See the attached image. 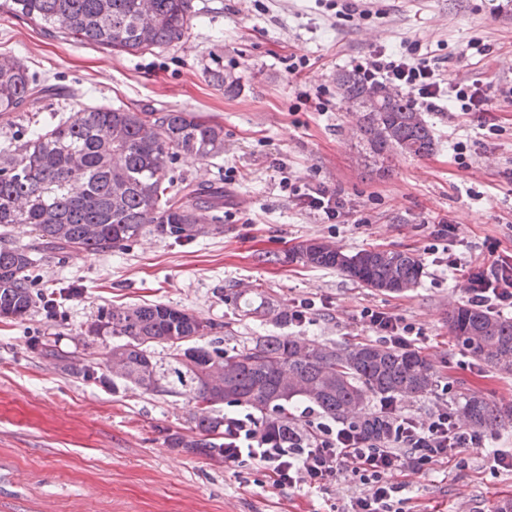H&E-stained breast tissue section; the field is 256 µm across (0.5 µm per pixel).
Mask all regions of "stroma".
<instances>
[{"label": "stroma", "mask_w": 512, "mask_h": 512, "mask_svg": "<svg viewBox=\"0 0 512 512\" xmlns=\"http://www.w3.org/2000/svg\"><path fill=\"white\" fill-rule=\"evenodd\" d=\"M197 13L182 40L151 53L116 52L46 37L26 20L0 13V55L25 64L58 88L41 113L76 116L90 106L137 102L186 109L224 127V151L168 164L175 188H222L224 230L174 243L153 234L122 250L60 258L40 252L39 283L60 293L53 319L38 311L0 321V512H348L362 487L339 478L310 490L271 487L249 461L228 468L181 448L167 434L190 426L186 396L112 389L63 374L41 355L44 341L76 359L101 357L111 339L84 337L101 310L164 303L216 324L225 348L255 336L292 334L339 347L368 342L360 311L377 307L422 331L416 348L431 361V394L399 402L400 411L428 419L475 394L512 405V373L472 359L448 330V312L465 302L463 276L447 262L490 261L512 254V102L496 101L490 134L477 115L439 107L426 112L438 146L425 157L400 152L373 158L352 134L356 113L336 95L337 71L377 49L420 46L445 78L482 88L512 83V0H356L336 15L327 0H194ZM480 39L485 54L468 46ZM309 65L298 74L293 56ZM236 79L225 95L210 79ZM327 105L316 110L318 91ZM466 146L456 154L455 143ZM321 185L345 204L338 223L324 224L300 208L282 176ZM451 224L447 252L431 255L433 225ZM353 253H412L423 265L416 288L393 294L361 286L345 274L288 260L306 240ZM259 287L277 309L311 298L320 309L304 325L273 316H239L242 287ZM494 449L465 451L461 460L426 473L404 471L405 512H497L512 500V470Z\"/></svg>", "instance_id": "1"}]
</instances>
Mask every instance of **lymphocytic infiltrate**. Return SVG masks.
<instances>
[{
  "label": "lymphocytic infiltrate",
  "mask_w": 512,
  "mask_h": 512,
  "mask_svg": "<svg viewBox=\"0 0 512 512\" xmlns=\"http://www.w3.org/2000/svg\"><path fill=\"white\" fill-rule=\"evenodd\" d=\"M359 68L367 78L405 89L423 104L447 99L452 112L488 113L494 108L495 97L512 100V86L489 91L464 83L448 84L436 63L420 55L414 44L398 55L372 52ZM292 193L302 208L323 222L335 223L342 215V200L326 188L296 187ZM465 278L468 302L492 311L512 310L511 254L498 256L487 267H469ZM361 317L375 335L394 347L409 348L421 336L413 324L384 310L366 307ZM380 407L395 419L396 447L367 443L352 425L334 427L319 421L309 444L274 448L259 441L251 414L227 415L224 464L230 467L252 460L267 470L276 489H317L342 477L364 487L351 501L350 512H401L405 486L396 481L397 473L406 468L425 472L465 449L481 450L489 445L484 431L461 424L448 409L421 421L399 413L396 401L381 402Z\"/></svg>",
  "instance_id": "lymphocytic-infiltrate-1"
}]
</instances>
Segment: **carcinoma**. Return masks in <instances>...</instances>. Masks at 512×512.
<instances>
[{"label": "carcinoma", "instance_id": "carcinoma-1", "mask_svg": "<svg viewBox=\"0 0 512 512\" xmlns=\"http://www.w3.org/2000/svg\"><path fill=\"white\" fill-rule=\"evenodd\" d=\"M0 12L25 17L53 37H72L118 50L154 51L183 38L192 18L191 0H0ZM347 109L361 113L357 134L370 153L399 151L416 157L436 148L431 126L408 95L370 83L355 69L336 74ZM29 70L0 61V118L30 115V133L0 147V228L31 229L57 254H100L125 248L148 232L175 242L205 236L206 207L222 208L220 192L204 185L173 189L167 163L182 153L202 159L224 150V126L195 112H155L126 104L89 108L71 120L56 112L38 117L34 106L50 96ZM306 266L336 269L366 288L404 293L423 274L421 261L399 250L348 253L309 240L288 256ZM36 253L0 235V319L22 320L42 304L36 288ZM247 317L270 312L264 292L234 294ZM448 328L475 360L512 371V318L462 304L448 313ZM215 325L163 303L101 311L85 335L120 339L98 362L81 363L44 344L43 355L83 382L142 389L155 395H186L193 403L191 434L166 436L169 448H188L224 461L223 407L243 406L260 414V433L282 448L310 440L288 411L308 403L329 421L351 424L373 444H387L394 420L383 412L362 413L372 399H418L435 383L430 361L418 352L386 344L354 343L337 348L299 336H255L232 351L224 339L198 344ZM167 347L157 359L154 347ZM457 411L474 427L494 430L512 417L482 397L463 395Z\"/></svg>", "mask_w": 512, "mask_h": 512}]
</instances>
